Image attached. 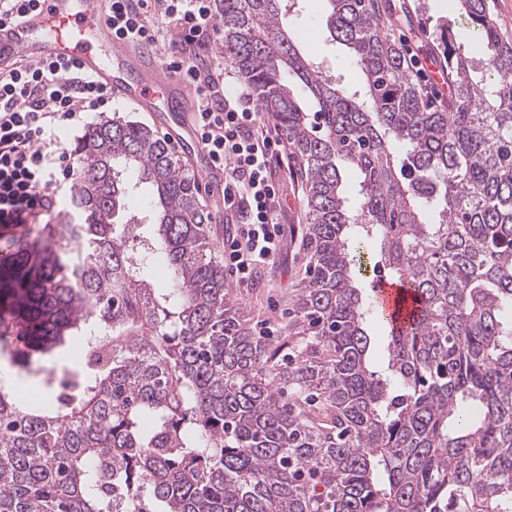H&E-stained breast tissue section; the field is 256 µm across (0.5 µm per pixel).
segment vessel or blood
<instances>
[{"label": "vessel or blood", "instance_id": "vessel-or-blood-1", "mask_svg": "<svg viewBox=\"0 0 512 512\" xmlns=\"http://www.w3.org/2000/svg\"><path fill=\"white\" fill-rule=\"evenodd\" d=\"M109 0H41L17 23L0 24V71L29 63L68 59L80 71L105 81L112 97L149 112L182 155L195 159L205 182L221 184L193 120L195 101L165 58L109 34L104 19ZM375 298L391 329L404 327L416 304L410 291L394 280L376 284Z\"/></svg>", "mask_w": 512, "mask_h": 512}]
</instances>
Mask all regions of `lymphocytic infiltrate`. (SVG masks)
Wrapping results in <instances>:
<instances>
[{"mask_svg": "<svg viewBox=\"0 0 512 512\" xmlns=\"http://www.w3.org/2000/svg\"><path fill=\"white\" fill-rule=\"evenodd\" d=\"M214 3L112 0L106 25L113 37L166 47L174 72L195 86L201 141L224 173V209L240 217L224 243V266L244 284L280 251L282 194L274 167L285 157V144L266 124L249 86L225 92L223 67L187 56V47L208 48L219 34ZM111 105L109 87L64 61L0 72V226L19 228L51 215L76 175L56 132Z\"/></svg>", "mask_w": 512, "mask_h": 512, "instance_id": "lymphocytic-infiltrate-1", "label": "lymphocytic infiltrate"}]
</instances>
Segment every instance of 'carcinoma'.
Segmentation results:
<instances>
[{"instance_id":"1","label":"carcinoma","mask_w":512,"mask_h":512,"mask_svg":"<svg viewBox=\"0 0 512 512\" xmlns=\"http://www.w3.org/2000/svg\"><path fill=\"white\" fill-rule=\"evenodd\" d=\"M327 2L363 101L299 52L288 0H216L305 183L311 275L288 333L242 319L199 183L140 122L76 144L75 221L0 230V358L44 395L0 380V512H512V38L489 0H457L487 63L441 24L436 107L385 31L391 0ZM362 236L418 304L383 374ZM369 334L372 338V345L369 354L371 367L373 370L382 371L386 361V346L384 342L386 329L380 323H373L369 328Z\"/></svg>"}]
</instances>
